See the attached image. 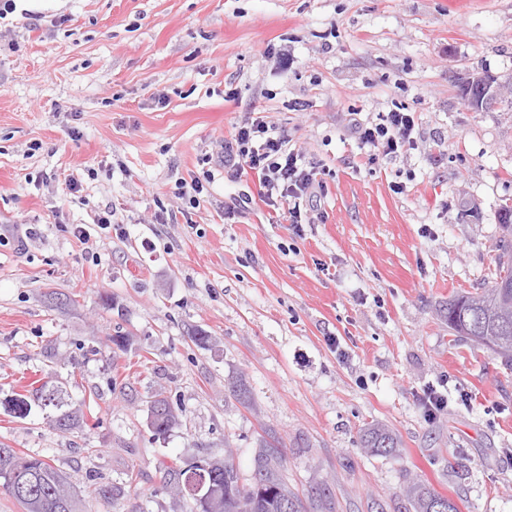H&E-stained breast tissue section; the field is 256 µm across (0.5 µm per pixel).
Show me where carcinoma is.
Segmentation results:
<instances>
[{
    "instance_id": "obj_1",
    "label": "carcinoma",
    "mask_w": 512,
    "mask_h": 512,
    "mask_svg": "<svg viewBox=\"0 0 512 512\" xmlns=\"http://www.w3.org/2000/svg\"><path fill=\"white\" fill-rule=\"evenodd\" d=\"M500 223L502 238L495 258L493 284L480 293L481 305L473 307L468 294H454L448 298V333L454 340H470L477 335L480 344L488 347L501 361L512 367V309L504 311L503 303L512 302V206L503 207ZM35 392L48 396L54 412L52 417L61 419L55 429L70 432L82 427L77 416L69 413L68 391L47 385ZM398 437L391 430L373 424L363 429L359 445L376 456H387L398 448ZM271 458L259 456L255 461L254 476L249 482H241L233 462H227L229 470L214 478L213 486L229 497V504H243L254 512H282V502L294 499V493L270 466ZM197 468L192 463L184 467L176 460L159 461L164 476L180 480ZM0 487L16 500L25 512H63L69 503L75 512L82 510L81 499L68 477L42 458L24 454L0 443ZM414 512H437L436 505L445 503L446 512H459L456 503L439 494L424 482H415L406 488Z\"/></svg>"
}]
</instances>
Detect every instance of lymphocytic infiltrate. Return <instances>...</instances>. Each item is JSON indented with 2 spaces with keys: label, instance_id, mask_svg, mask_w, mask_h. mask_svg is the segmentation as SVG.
<instances>
[{
  "label": "lymphocytic infiltrate",
  "instance_id": "obj_1",
  "mask_svg": "<svg viewBox=\"0 0 512 512\" xmlns=\"http://www.w3.org/2000/svg\"><path fill=\"white\" fill-rule=\"evenodd\" d=\"M359 143L374 156L392 158L417 147L415 110L401 106L378 115L372 122H354ZM216 164L228 182L256 175L261 200L282 211L294 232L309 223L308 203L319 201L327 183L324 172L293 148L286 128L265 117H249L226 138Z\"/></svg>",
  "mask_w": 512,
  "mask_h": 512
}]
</instances>
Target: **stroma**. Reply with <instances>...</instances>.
Masks as SVG:
<instances>
[{"instance_id": "obj_1", "label": "stroma", "mask_w": 512, "mask_h": 512, "mask_svg": "<svg viewBox=\"0 0 512 512\" xmlns=\"http://www.w3.org/2000/svg\"><path fill=\"white\" fill-rule=\"evenodd\" d=\"M284 41L279 74L266 49ZM471 69L512 80V0H16L0 19V442L65 473L86 512H191L160 490V460L228 456L247 479L274 446L304 512H413L419 480L460 512H512V369L446 321L449 296L491 285L512 200V110H471L455 87ZM397 105L418 147L371 159L349 119ZM258 111L327 170L303 235L259 200L225 220L218 167L199 207L174 195ZM107 207L122 234L71 233ZM441 381L448 409L426 416ZM46 382L86 427L5 409ZM157 391L181 419L160 439ZM377 422L395 455L359 448Z\"/></svg>"}]
</instances>
